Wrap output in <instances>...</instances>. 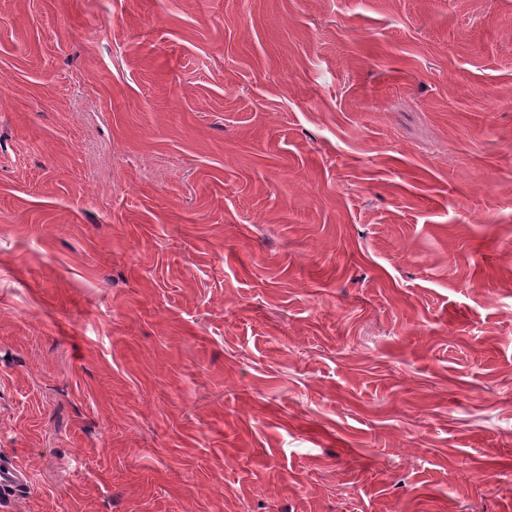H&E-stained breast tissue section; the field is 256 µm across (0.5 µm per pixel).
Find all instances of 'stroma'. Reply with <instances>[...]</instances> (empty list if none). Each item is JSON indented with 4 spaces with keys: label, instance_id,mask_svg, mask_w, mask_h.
Listing matches in <instances>:
<instances>
[{
    "label": "stroma",
    "instance_id": "obj_1",
    "mask_svg": "<svg viewBox=\"0 0 512 512\" xmlns=\"http://www.w3.org/2000/svg\"><path fill=\"white\" fill-rule=\"evenodd\" d=\"M0 512H512V0H0Z\"/></svg>",
    "mask_w": 512,
    "mask_h": 512
}]
</instances>
